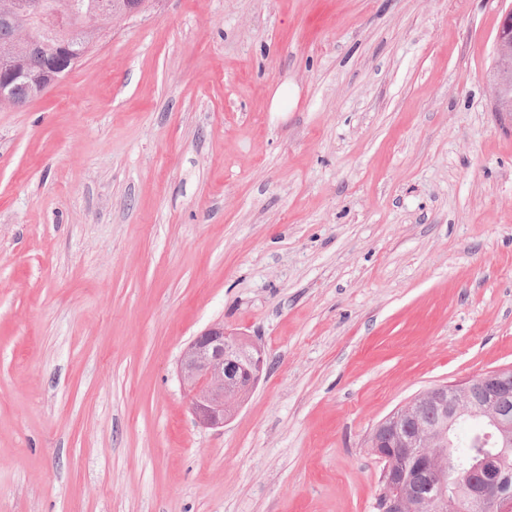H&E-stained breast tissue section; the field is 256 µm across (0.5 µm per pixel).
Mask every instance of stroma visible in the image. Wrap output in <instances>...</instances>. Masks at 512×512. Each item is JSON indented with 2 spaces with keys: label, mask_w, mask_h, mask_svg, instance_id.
Returning a JSON list of instances; mask_svg holds the SVG:
<instances>
[{
  "label": "stroma",
  "mask_w": 512,
  "mask_h": 512,
  "mask_svg": "<svg viewBox=\"0 0 512 512\" xmlns=\"http://www.w3.org/2000/svg\"><path fill=\"white\" fill-rule=\"evenodd\" d=\"M511 5L161 0L0 104V512H377L373 428L512 367ZM219 321L267 369L210 429ZM493 72L501 61L512 58V9L505 10L502 17V25L496 37L494 46ZM264 352L236 332L214 323L183 350L178 375L190 410L204 427L218 429L232 419L259 382Z\"/></svg>",
  "instance_id": "35a3bbf8"
}]
</instances>
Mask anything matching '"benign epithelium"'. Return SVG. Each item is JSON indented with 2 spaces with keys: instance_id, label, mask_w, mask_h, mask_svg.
Here are the masks:
<instances>
[{
  "instance_id": "7a95c632",
  "label": "benign epithelium",
  "mask_w": 512,
  "mask_h": 512,
  "mask_svg": "<svg viewBox=\"0 0 512 512\" xmlns=\"http://www.w3.org/2000/svg\"><path fill=\"white\" fill-rule=\"evenodd\" d=\"M144 0H126L112 21L141 14ZM26 10L42 33L62 41L59 52L46 54V44L18 19ZM0 23L12 28L0 43V102L23 106L41 95L69 68L87 55L105 31L91 23H78L52 0H0ZM494 64L512 58V9L503 13L494 46ZM493 112L512 122V98L504 97L499 82L490 81ZM265 367L260 346L214 323L201 331L183 350L178 375L190 410L204 427L218 429L232 419L259 382ZM483 415L500 438L498 450L482 456L466 471L448 475L439 485L434 507L438 512H512V436L505 433L512 413V368L472 376L460 384H440L422 391L380 425L373 447L383 464L387 486L379 512H408L417 478L445 470L448 434L455 418Z\"/></svg>"
}]
</instances>
